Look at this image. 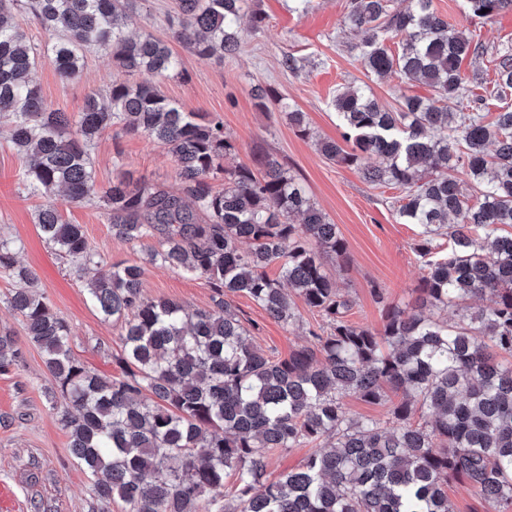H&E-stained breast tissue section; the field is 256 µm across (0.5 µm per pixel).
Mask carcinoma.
<instances>
[{"label":"carcinoma","instance_id":"1","mask_svg":"<svg viewBox=\"0 0 512 512\" xmlns=\"http://www.w3.org/2000/svg\"><path fill=\"white\" fill-rule=\"evenodd\" d=\"M135 2L0 0V123L29 160L22 191L82 203L96 194L99 135L117 128L151 139L174 159L179 193L117 171L100 195L112 235L155 241L149 263L214 289L212 306L194 312L150 298L141 266L107 263L82 225L65 223L52 205L38 209L41 237L77 274H93L91 304L121 325L123 377L107 380L75 357L70 325L0 233V279L25 284L6 304L42 353L56 384L52 409L98 500L120 502L125 512H453L448 482L461 480L486 512H507L512 108L485 122L484 99L461 71L482 55L481 45L448 23L434 0H408L404 9L391 0H350L344 26L365 33L359 57L366 71L376 78L397 71L428 90L402 95L390 111L368 84L346 86L333 100L344 144L316 141L326 159L400 189L398 219L422 228L417 253L427 261L416 305L400 307L378 292L382 324L374 328L346 320L352 302L324 265L326 256L346 264V244L278 160L229 163L238 147L223 125L184 111L151 83L114 81L74 118L45 102L31 78L44 53L66 80L99 49L130 75L181 73L166 41L123 32L120 20ZM466 2L478 18L512 10V0ZM17 12L56 34L46 51L12 22ZM247 13L259 30L264 18L247 0H177L175 37L193 30L186 48L202 60L231 56ZM394 38L396 53L386 44ZM495 75L501 92L512 90V48L497 57ZM252 96L260 107L287 109L266 87L255 86ZM458 169L477 193L473 204L448 175ZM439 238L448 239V253L433 259ZM273 264L277 279L267 273ZM238 295L285 326L299 316L300 301L326 327L281 359L254 342L253 326L232 304ZM486 295L489 303L468 305ZM450 307L460 309L454 322L432 315ZM22 358L11 335L0 334V371ZM352 391L369 402L401 399L387 419L362 420L344 407ZM417 414L431 419L415 424ZM310 444L299 467L267 481L270 451Z\"/></svg>","mask_w":512,"mask_h":512}]
</instances>
